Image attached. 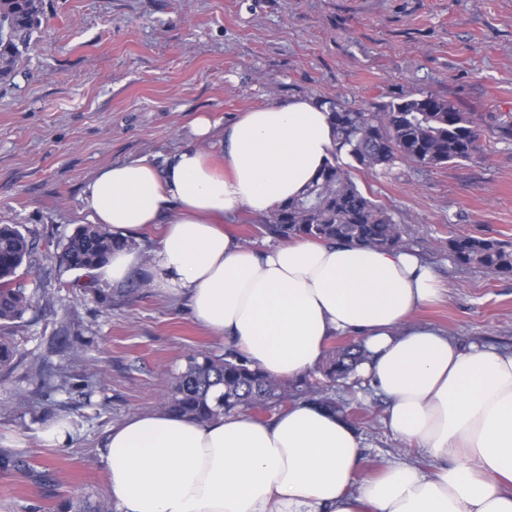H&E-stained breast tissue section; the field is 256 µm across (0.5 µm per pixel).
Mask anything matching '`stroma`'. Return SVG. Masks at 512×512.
Listing matches in <instances>:
<instances>
[{"instance_id": "obj_1", "label": "stroma", "mask_w": 512, "mask_h": 512, "mask_svg": "<svg viewBox=\"0 0 512 512\" xmlns=\"http://www.w3.org/2000/svg\"><path fill=\"white\" fill-rule=\"evenodd\" d=\"M32 44L0 84V224L35 239L41 264L21 275L37 310L12 330L20 364L0 373V457L15 460L0 466V512L104 496L109 428L157 409L165 373L193 351L225 352L140 274L73 295L88 274L60 266L57 245L88 224L83 189L101 167L161 161L188 140L194 113L227 123L291 96L388 102L425 90L512 116V0H44ZM483 145L474 162L352 177L439 275L441 300L415 321L464 347L512 351V278L448 255L455 234L512 241V137L489 128ZM50 374L67 385L49 389ZM337 394L368 409L359 479L394 462L430 470L387 428L384 395L357 384ZM47 413L72 424L69 444L44 442Z\"/></svg>"}]
</instances>
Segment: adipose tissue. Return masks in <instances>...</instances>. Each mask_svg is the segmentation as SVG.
<instances>
[{
    "mask_svg": "<svg viewBox=\"0 0 512 512\" xmlns=\"http://www.w3.org/2000/svg\"><path fill=\"white\" fill-rule=\"evenodd\" d=\"M162 163L102 167L85 186L92 223L113 236L161 225L149 255L129 247L93 269L119 284L135 269L195 322L276 378L314 369L329 341L370 353L362 387L387 398L385 424L435 462L394 463L358 481L362 439L346 420L296 402L260 421L136 413L104 441L113 512H512V351L461 348L414 322L440 295L406 249L294 240L257 250L223 229L302 193L335 150L328 114L291 97L223 125L206 112Z\"/></svg>",
    "mask_w": 512,
    "mask_h": 512,
    "instance_id": "ef3b65f1",
    "label": "adipose tissue"
}]
</instances>
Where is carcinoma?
<instances>
[{"mask_svg": "<svg viewBox=\"0 0 512 512\" xmlns=\"http://www.w3.org/2000/svg\"><path fill=\"white\" fill-rule=\"evenodd\" d=\"M43 15V0H0L1 82L13 80L19 73ZM488 119L502 136H512L511 122L495 115L463 112L428 91L389 102L331 100L329 120L336 137L332 159L305 193L277 205L254 224V230L259 236L286 242L309 239L380 249L407 247L403 225L390 210L358 189L352 171H387L398 161L424 169L472 161L482 153L483 125ZM126 245L104 226L87 224L68 237L58 259L70 269L90 270L104 263L113 249ZM448 253L458 266L512 276V242L456 235L448 239ZM37 265L35 240L14 224H0L1 370L12 369L17 357L13 338L5 332L35 307L34 296L26 294L20 282L19 270ZM365 359L361 345L342 342L327 351L316 369L285 380L267 375L233 349L222 357L197 351L188 358L186 369L172 377L161 408L202 421L239 411L259 419L302 400L353 423L350 404L337 401L330 390L353 375ZM66 508L67 512H112L105 499L70 501Z\"/></svg>", "mask_w": 512, "mask_h": 512, "instance_id": "cac0c4a2", "label": "carcinoma"}]
</instances>
